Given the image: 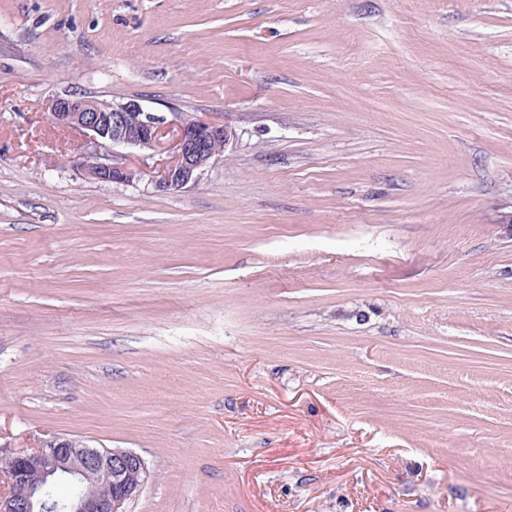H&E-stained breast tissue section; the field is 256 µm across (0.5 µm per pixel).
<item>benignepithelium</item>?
Instances as JSON below:
<instances>
[{
	"instance_id": "1",
	"label": "benign epithelium",
	"mask_w": 512,
	"mask_h": 512,
	"mask_svg": "<svg viewBox=\"0 0 512 512\" xmlns=\"http://www.w3.org/2000/svg\"><path fill=\"white\" fill-rule=\"evenodd\" d=\"M49 118L62 128L84 132L96 150L78 158L83 174L99 182L130 183L142 171L115 162L121 149L166 148L169 159L156 180L163 189H182L219 157L236 131L195 112L153 111L137 98L100 100L82 94H57L48 102ZM147 467L141 456L123 448H97L70 437L42 440L31 451L0 448V512H127L141 491Z\"/></svg>"
}]
</instances>
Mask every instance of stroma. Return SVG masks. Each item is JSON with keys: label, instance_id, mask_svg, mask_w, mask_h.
Segmentation results:
<instances>
[{"label": "stroma", "instance_id": "1", "mask_svg": "<svg viewBox=\"0 0 512 512\" xmlns=\"http://www.w3.org/2000/svg\"><path fill=\"white\" fill-rule=\"evenodd\" d=\"M236 139L83 176L47 101ZM512 0H0V446L127 512H512ZM1 512H127L141 491L147 467L123 448H97L70 437L41 440L32 451L0 448ZM66 485L72 494L55 502L52 491Z\"/></svg>", "mask_w": 512, "mask_h": 512}]
</instances>
